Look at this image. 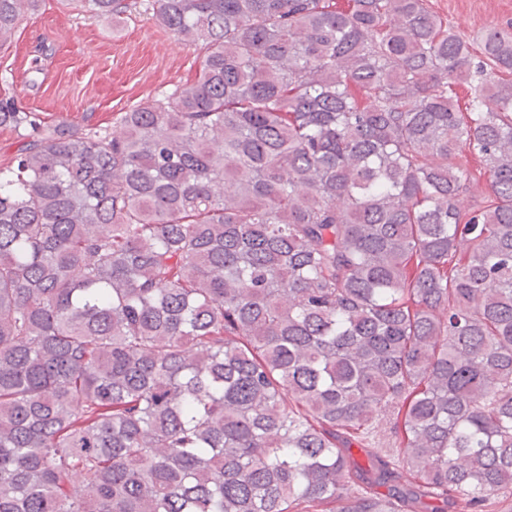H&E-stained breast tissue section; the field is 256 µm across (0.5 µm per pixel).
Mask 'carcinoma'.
I'll return each mask as SVG.
<instances>
[{"label":"carcinoma","mask_w":512,"mask_h":512,"mask_svg":"<svg viewBox=\"0 0 512 512\" xmlns=\"http://www.w3.org/2000/svg\"><path fill=\"white\" fill-rule=\"evenodd\" d=\"M142 6L193 81L95 128L0 100V512H498L512 38L429 0Z\"/></svg>","instance_id":"cac0c4a2"}]
</instances>
